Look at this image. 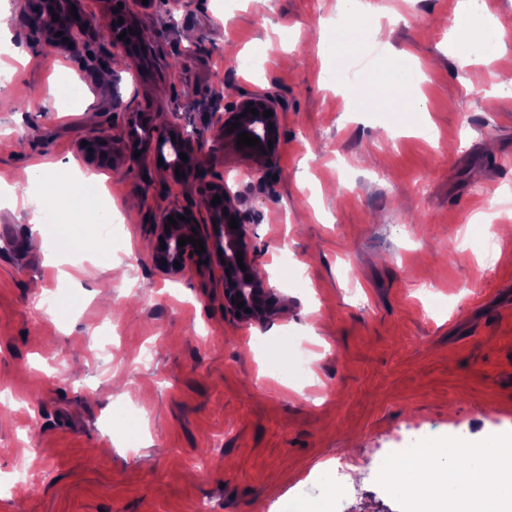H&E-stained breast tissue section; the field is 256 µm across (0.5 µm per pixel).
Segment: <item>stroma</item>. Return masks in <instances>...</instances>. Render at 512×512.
<instances>
[{"label": "stroma", "mask_w": 512, "mask_h": 512, "mask_svg": "<svg viewBox=\"0 0 512 512\" xmlns=\"http://www.w3.org/2000/svg\"><path fill=\"white\" fill-rule=\"evenodd\" d=\"M22 2L0 0V50L46 63L0 68V183L37 161L107 175L126 252L90 224L50 265L32 243L66 211L37 226L32 208L0 205V512H291L322 494L339 453L364 466L338 512H421L390 486L407 449L512 439V38L492 65L463 63L459 0H369L387 44L354 51L359 80L340 86L322 52L337 0H270L263 15L251 0H192L176 33L144 17L148 71L123 59L119 83H101L86 56L46 44ZM388 50L420 65L418 97L384 94ZM55 62L73 97L33 98ZM250 95L278 104L270 172L227 148L206 179L182 178L130 140L124 106L203 129ZM100 132L124 159L87 161L79 145ZM222 179L253 216L252 257L283 310L267 326L225 312L217 257L177 274L154 261L159 216ZM41 294L54 304L37 318ZM303 353L304 375L273 373ZM32 465L38 491L14 488Z\"/></svg>", "instance_id": "1"}]
</instances>
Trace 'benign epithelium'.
<instances>
[{"instance_id":"obj_1","label":"benign epithelium","mask_w":512,"mask_h":512,"mask_svg":"<svg viewBox=\"0 0 512 512\" xmlns=\"http://www.w3.org/2000/svg\"><path fill=\"white\" fill-rule=\"evenodd\" d=\"M70 5L71 0H24L23 9L28 23L45 37V41L58 45L60 41L56 33L68 27ZM55 14L58 15L56 21L53 20ZM120 18L123 19L121 24L118 23ZM109 23L112 24V30L120 29L126 32L125 39L120 40L114 36L109 39V43L126 56H133L135 48L141 45V15L128 14L123 17L115 12L110 20L104 17H92L86 21V25L81 27V30L89 28L98 31ZM131 29L134 30L132 34L129 33ZM248 107L255 109L257 114L247 112ZM266 110L272 111V116L263 117V112ZM278 120L279 115L275 106L257 97H247L234 102L224 112L214 113L211 124L203 131L178 115L163 125L152 122L147 124L143 120V115L138 112L129 113L128 127L130 136L136 137L138 132L142 131L154 139L157 151H168L171 156L170 169L174 170L179 165L184 175L205 176L211 163L210 150L206 149V144L211 142L221 146L234 145L242 132L248 133L250 137L259 138V145L245 146L239 149V153L249 157L256 164L258 171L271 165L273 152L268 150V142H278ZM236 123L240 124V127H234ZM230 127L234 128L231 133L227 132ZM81 151L88 157L96 155L110 157L112 140L106 136H98L87 141V145L81 147ZM181 152L187 155L188 161L181 160L179 156ZM216 195L220 196L221 203L214 206L212 199ZM240 196V191L233 190V186L221 181L214 183V188L207 189L196 203V208L205 211L208 223L213 225L215 236L212 238H204L200 233L192 232V229L199 228V221L193 211L188 215L183 208L171 212L173 216L177 214L186 216V220H177L178 227L168 230L165 229L168 223L167 217H162L158 224L154 225V231L156 238L163 239L166 247L156 250L155 259L163 269L176 272L180 268H185L190 262L205 258L213 248L221 250L220 258L225 260L221 269L229 270V274L223 275L225 310L232 314L239 313L242 320H252L261 316L266 321H272L277 313L276 306L270 302L275 289L270 285L268 276L259 271L251 258L253 244L245 213L240 210H231L226 206L228 200ZM232 217L238 221V227L235 229L229 227ZM189 236L204 239L205 252L195 254L196 247L190 242L182 247L178 246L179 238ZM238 252L243 256V266L246 267L244 271L237 263L236 253ZM177 261L180 262L178 268L174 266ZM247 275L252 278V281L245 280ZM240 301L244 302L242 308L236 306Z\"/></svg>"}]
</instances>
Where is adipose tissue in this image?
Segmentation results:
<instances>
[{"label":"adipose tissue","instance_id":"ef3b65f1","mask_svg":"<svg viewBox=\"0 0 512 512\" xmlns=\"http://www.w3.org/2000/svg\"><path fill=\"white\" fill-rule=\"evenodd\" d=\"M338 4L347 22L337 31L331 51L336 67L341 68L373 32L361 19V0H338ZM502 43V29L478 28L469 21L459 27L460 50L479 51L484 63L495 61ZM36 182L42 183L51 203L78 201L72 185L56 181L40 165L26 167L18 175L10 187L12 200H28L29 188ZM392 484L432 499L438 512H512V446L497 436L467 451L456 441L432 444L412 451L395 467Z\"/></svg>","mask_w":512,"mask_h":512}]
</instances>
